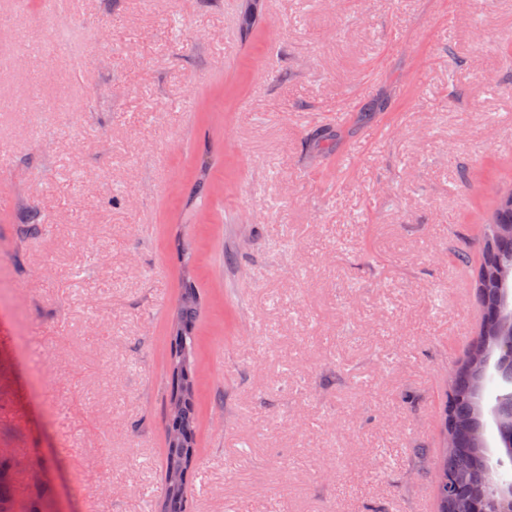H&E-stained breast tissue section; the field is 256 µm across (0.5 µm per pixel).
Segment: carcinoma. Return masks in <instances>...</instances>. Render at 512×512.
Masks as SVG:
<instances>
[{
  "label": "carcinoma",
  "mask_w": 512,
  "mask_h": 512,
  "mask_svg": "<svg viewBox=\"0 0 512 512\" xmlns=\"http://www.w3.org/2000/svg\"><path fill=\"white\" fill-rule=\"evenodd\" d=\"M254 0H242L240 28L246 36L261 25L262 18L249 8ZM214 165L197 160L192 165L194 182L186 205L199 209L212 196L224 194V183L215 180ZM512 228V187L493 201L491 217L482 236L481 263L475 277V293L484 311L473 357L460 365L443 404L445 432L458 447L443 450L440 467L439 512H471L477 504L485 512H512V495H498L490 500L489 463L486 438L487 419H492L504 456L512 463V407L497 401L485 408V395L493 393L492 379L481 367L483 352L493 360L500 381L512 385V318L502 316L504 289L495 275L505 269L512 272V235H502ZM201 308V296L191 279L181 288L169 343L170 375L167 382L168 404L177 407L174 420L166 428L164 470L188 468L196 457L198 409L194 356L198 348L194 328ZM13 488L6 473L0 471V512H13ZM159 512H191L187 487L164 485Z\"/></svg>",
  "instance_id": "obj_1"
}]
</instances>
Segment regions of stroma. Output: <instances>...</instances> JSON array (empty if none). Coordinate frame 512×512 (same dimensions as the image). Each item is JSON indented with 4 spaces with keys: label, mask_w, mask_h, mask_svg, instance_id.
<instances>
[{
    "label": "stroma",
    "mask_w": 512,
    "mask_h": 512,
    "mask_svg": "<svg viewBox=\"0 0 512 512\" xmlns=\"http://www.w3.org/2000/svg\"><path fill=\"white\" fill-rule=\"evenodd\" d=\"M261 3L247 37L239 0H0L17 507L46 462L42 512H155L187 253L193 512H438L482 225L512 183V0ZM205 153L204 218L184 201Z\"/></svg>",
    "instance_id": "1"
}]
</instances>
